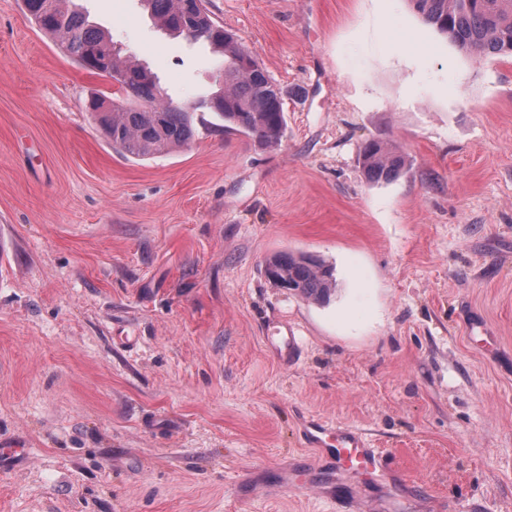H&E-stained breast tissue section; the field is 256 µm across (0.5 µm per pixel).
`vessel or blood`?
Masks as SVG:
<instances>
[{"label":"vessel or blood","instance_id":"vessel-or-blood-1","mask_svg":"<svg viewBox=\"0 0 512 512\" xmlns=\"http://www.w3.org/2000/svg\"><path fill=\"white\" fill-rule=\"evenodd\" d=\"M272 351L287 364L294 363L300 352V338L293 329L278 331L270 340ZM308 443L318 448L332 468L364 478H383L386 468L378 449L369 446L363 434L355 429L317 422L306 431Z\"/></svg>","mask_w":512,"mask_h":512}]
</instances>
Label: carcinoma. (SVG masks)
<instances>
[{
	"mask_svg": "<svg viewBox=\"0 0 512 512\" xmlns=\"http://www.w3.org/2000/svg\"><path fill=\"white\" fill-rule=\"evenodd\" d=\"M72 0H23L38 29L61 44L89 73L105 78L124 77L119 107L101 112L88 103L94 121L112 147L134 158L169 154L191 142V113L164 99L156 77L145 67L121 56L112 39L90 24L86 15L69 7ZM160 25L173 34L207 41L224 56L221 90L200 100L195 109L214 112L224 120V132L252 137L260 146L274 148L284 136L285 116L279 88L254 59L243 60L235 35L217 24L203 0H142ZM423 21L466 54L512 57V0H409ZM364 177L387 182L405 169L403 155L385 143L368 140L359 147ZM274 285L324 302L335 289L331 268L306 256L279 253L268 258Z\"/></svg>",
	"mask_w": 512,
	"mask_h": 512,
	"instance_id": "1",
	"label": "carcinoma"
}]
</instances>
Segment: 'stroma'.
I'll use <instances>...</instances> for the list:
<instances>
[{"label": "stroma", "mask_w": 512, "mask_h": 512, "mask_svg": "<svg viewBox=\"0 0 512 512\" xmlns=\"http://www.w3.org/2000/svg\"><path fill=\"white\" fill-rule=\"evenodd\" d=\"M78 5L173 104L220 90L222 55L140 0ZM206 8L280 88L279 147L194 111L188 147L124 156L101 80L0 0V512H512V58L408 0ZM372 139L399 178L365 179ZM278 253L330 267V300L271 284ZM313 418L387 481L325 466ZM359 163L364 177L372 183L391 181L399 177L405 169L403 155L377 140H368L361 144ZM277 336H271L270 348L285 363L293 364L299 357L300 338L292 328L279 330Z\"/></svg>", "instance_id": "35a3bbf8"}]
</instances>
